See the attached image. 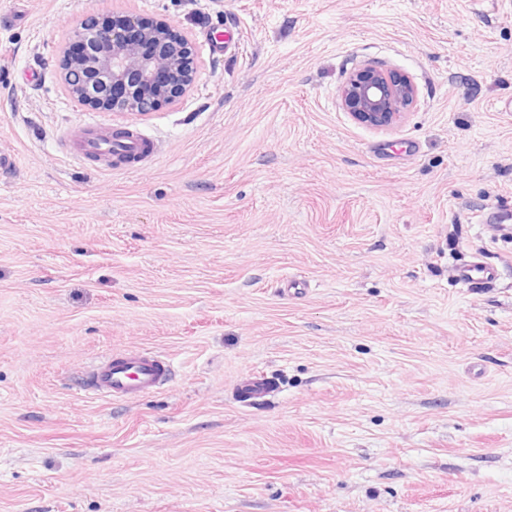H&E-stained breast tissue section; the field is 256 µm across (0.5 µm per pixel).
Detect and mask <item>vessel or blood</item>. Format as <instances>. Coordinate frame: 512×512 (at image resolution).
Instances as JSON below:
<instances>
[{"mask_svg": "<svg viewBox=\"0 0 512 512\" xmlns=\"http://www.w3.org/2000/svg\"><path fill=\"white\" fill-rule=\"evenodd\" d=\"M62 146L78 159L100 164L106 171L115 169L120 159H130L133 165L139 166L158 153L157 141L147 131L136 129L126 135L94 123L66 132ZM477 221L490 234H512L511 207L482 210ZM501 270V265L478 255L452 268L456 283L471 290L493 285ZM170 375L169 363L158 356L148 352H128L100 361L82 378L81 386L98 395L122 399L160 390L169 382Z\"/></svg>", "mask_w": 512, "mask_h": 512, "instance_id": "obj_1", "label": "vessel or blood"}]
</instances>
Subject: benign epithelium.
<instances>
[{
    "mask_svg": "<svg viewBox=\"0 0 512 512\" xmlns=\"http://www.w3.org/2000/svg\"><path fill=\"white\" fill-rule=\"evenodd\" d=\"M122 27L105 30L88 16L74 30L59 60L60 77L80 105L105 112L146 115L172 104L194 81L189 40H174V24H149L128 15L113 17ZM343 108L358 123L375 129L401 121L416 103L413 80L381 65L353 71L340 88Z\"/></svg>",
    "mask_w": 512,
    "mask_h": 512,
    "instance_id": "1",
    "label": "benign epithelium"
}]
</instances>
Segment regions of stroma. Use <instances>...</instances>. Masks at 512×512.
Masks as SVG:
<instances>
[{
  "label": "stroma",
  "instance_id": "35a3bbf8",
  "mask_svg": "<svg viewBox=\"0 0 512 512\" xmlns=\"http://www.w3.org/2000/svg\"><path fill=\"white\" fill-rule=\"evenodd\" d=\"M90 14L171 21L193 84L78 105ZM366 64L418 87L392 128L341 104ZM510 101L512 0H0V512H512V265L452 277L512 262L472 221L512 206ZM88 121L161 154L95 170ZM142 349L162 390L76 389ZM508 264L490 263L481 256H472L470 260L456 264L452 268L453 278L462 288L478 290L493 285L499 278L501 270Z\"/></svg>",
  "mask_w": 512,
  "mask_h": 512
}]
</instances>
